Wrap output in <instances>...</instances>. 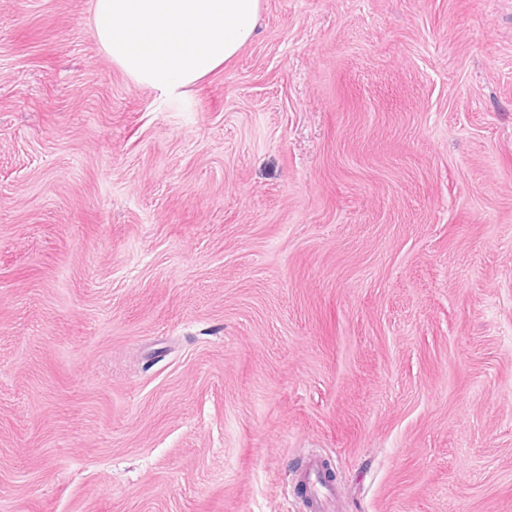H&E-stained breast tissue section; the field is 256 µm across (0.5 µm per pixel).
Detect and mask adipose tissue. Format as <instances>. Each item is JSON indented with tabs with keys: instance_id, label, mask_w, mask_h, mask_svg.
<instances>
[{
	"instance_id": "ef3b65f1",
	"label": "adipose tissue",
	"mask_w": 512,
	"mask_h": 512,
	"mask_svg": "<svg viewBox=\"0 0 512 512\" xmlns=\"http://www.w3.org/2000/svg\"><path fill=\"white\" fill-rule=\"evenodd\" d=\"M259 19L260 0H93L91 26L114 65L174 99L230 61Z\"/></svg>"
}]
</instances>
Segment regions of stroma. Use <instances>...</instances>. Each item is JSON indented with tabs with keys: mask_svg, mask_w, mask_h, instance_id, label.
<instances>
[{
	"mask_svg": "<svg viewBox=\"0 0 512 512\" xmlns=\"http://www.w3.org/2000/svg\"><path fill=\"white\" fill-rule=\"evenodd\" d=\"M0 0V512H512V0H261L178 99ZM299 477L308 498V509L312 512H334L336 502L346 496L344 485L328 478L317 458L308 459L301 466Z\"/></svg>",
	"mask_w": 512,
	"mask_h": 512,
	"instance_id": "1",
	"label": "stroma"
}]
</instances>
